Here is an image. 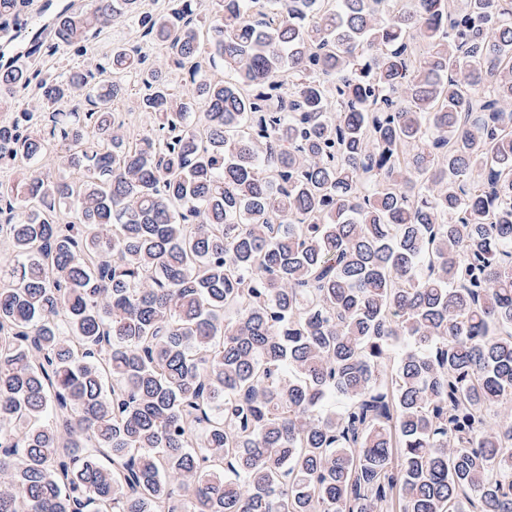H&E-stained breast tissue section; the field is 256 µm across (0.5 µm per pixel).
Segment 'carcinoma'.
Returning a JSON list of instances; mask_svg holds the SVG:
<instances>
[{
    "mask_svg": "<svg viewBox=\"0 0 512 512\" xmlns=\"http://www.w3.org/2000/svg\"><path fill=\"white\" fill-rule=\"evenodd\" d=\"M143 3L0 64V512H512V0ZM140 42V30L136 19H125L112 24L102 35L87 45L84 55H78L73 49L60 46L51 57H47V64L59 78L66 77L72 68L92 65L96 60L110 53L112 44L137 45Z\"/></svg>",
    "mask_w": 512,
    "mask_h": 512,
    "instance_id": "obj_1",
    "label": "carcinoma"
}]
</instances>
